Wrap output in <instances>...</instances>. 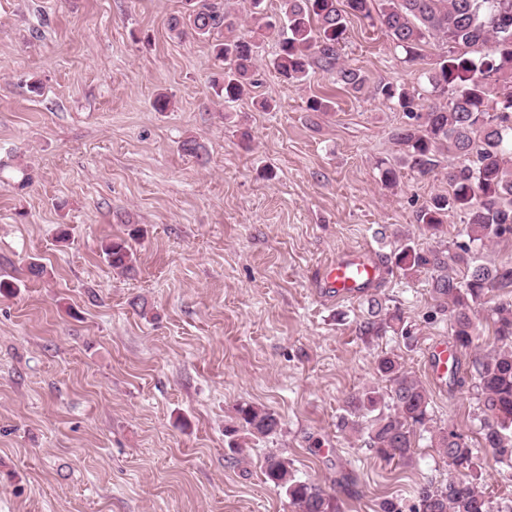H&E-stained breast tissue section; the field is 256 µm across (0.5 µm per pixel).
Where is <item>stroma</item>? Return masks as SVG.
Wrapping results in <instances>:
<instances>
[{"label":"stroma","instance_id":"35a3bbf8","mask_svg":"<svg viewBox=\"0 0 512 512\" xmlns=\"http://www.w3.org/2000/svg\"><path fill=\"white\" fill-rule=\"evenodd\" d=\"M183 6L0 0V159L33 175L21 191L0 174V277L16 285L0 295V512H293L264 480L271 453L336 493L341 512L385 500L414 512L415 488L452 473L428 433L410 460L387 462L336 422L351 393L385 388L375 361L391 353L426 385L433 426L478 435L473 390L427 373L430 344L449 337L431 278L394 265L402 241L456 240L460 215L436 233L416 222L447 193L448 165L402 168L393 188L379 174L404 116L375 88L420 91L436 49L409 62L351 18L342 61L369 83L356 96L323 72L285 80L267 33L256 86L228 105L211 88L209 45L168 31ZM315 96L332 111H309ZM189 136L204 160L181 151ZM115 237L130 240L131 272L101 252ZM364 248L382 264L365 296L324 288L322 268ZM34 259L42 278L27 275ZM372 296L408 335L359 333ZM241 404L281 428L240 435L235 452L225 429ZM477 456L486 495L512 503V468Z\"/></svg>","mask_w":512,"mask_h":512}]
</instances>
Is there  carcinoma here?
<instances>
[{"instance_id":"obj_1","label":"carcinoma","mask_w":512,"mask_h":512,"mask_svg":"<svg viewBox=\"0 0 512 512\" xmlns=\"http://www.w3.org/2000/svg\"><path fill=\"white\" fill-rule=\"evenodd\" d=\"M263 2L252 0L256 28L249 34L241 32L240 19L224 0H185V11L168 19L172 37L191 34L210 44L224 65L223 82L213 88L226 103L243 99L256 83L255 34L261 31L279 33L273 65L283 77L302 83L317 68L336 75V84L354 93L363 90L366 78L341 62L350 15L379 24L410 61L420 59L429 44L441 50L423 72L430 104L394 85L382 86L380 94L406 118L393 134L399 164L426 174L442 154L456 160L448 166V194L430 198L417 220L436 231L449 214H459L465 241L445 249L404 244L395 265L405 276L432 273V294L448 314L452 344L469 357L466 371H454L448 386L469 385L475 391L478 444L512 467V264L483 263L478 255L492 244L512 241V0H282L276 19L264 13ZM101 250L113 269H132L133 252L125 239H109ZM492 294L503 297L491 309L495 346L472 355L477 309ZM369 306L372 318L362 333L377 336L387 328L407 333L401 315L380 317L379 299L370 298ZM375 368L387 382L386 392L373 387L353 394L338 427L363 437L386 461L409 459L415 434L430 432L431 447L448 458L453 475L439 487H417L415 512H512V506L504 511L493 505L476 482V455L467 436L450 427L429 430V391L400 358L382 355ZM237 415L234 433L241 429L264 438L280 429L278 416L265 408L240 406ZM263 475L285 490L295 512H340L336 496L298 478L278 455L265 458Z\"/></svg>"}]
</instances>
